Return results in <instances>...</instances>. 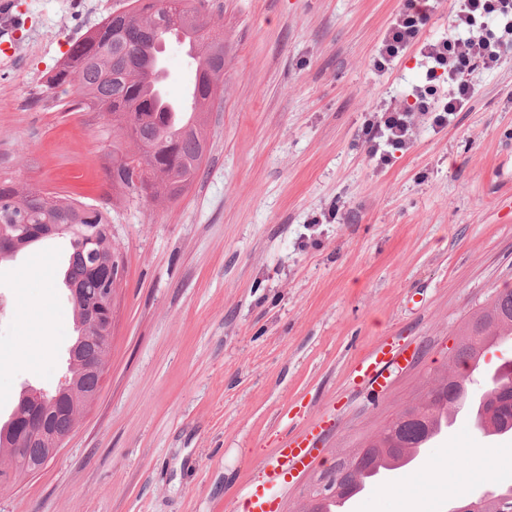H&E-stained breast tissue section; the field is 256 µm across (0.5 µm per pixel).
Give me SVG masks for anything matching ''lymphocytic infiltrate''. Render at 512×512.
<instances>
[{
  "label": "lymphocytic infiltrate",
  "instance_id": "lymphocytic-infiltrate-1",
  "mask_svg": "<svg viewBox=\"0 0 512 512\" xmlns=\"http://www.w3.org/2000/svg\"><path fill=\"white\" fill-rule=\"evenodd\" d=\"M438 5V0H405L403 8L391 21L374 63L376 70L417 48L426 64L425 82L413 91L410 106L381 105L372 120L360 130L371 159L387 164L391 151L406 149L414 135V117L435 112L436 124H444L448 115L462 111L472 99L475 88L465 79L476 66L495 68L511 44L512 0H453L450 15L454 35L420 42L419 36ZM503 19L506 39H492L482 32L484 18Z\"/></svg>",
  "mask_w": 512,
  "mask_h": 512
}]
</instances>
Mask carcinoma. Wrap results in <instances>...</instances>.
Here are the masks:
<instances>
[{
	"label": "carcinoma",
	"mask_w": 512,
	"mask_h": 512,
	"mask_svg": "<svg viewBox=\"0 0 512 512\" xmlns=\"http://www.w3.org/2000/svg\"><path fill=\"white\" fill-rule=\"evenodd\" d=\"M202 0H131L129 8L107 15L86 35L73 42L64 62L48 79L49 88L73 86L77 107L85 112H102L112 131L128 140L125 147L112 150L109 178L112 188L128 199L172 201L178 199L196 177L207 148L205 108L224 83V38L211 41L202 30ZM187 33L186 42L196 50L201 72V104L193 122L169 125L166 113L156 110L149 85L162 90L164 77L151 62L157 48L152 37L173 26ZM28 224L63 225L69 236L71 254L65 271L72 296L77 332H82L90 307L97 304L100 288L121 265L112 245L109 213L95 205L52 196L42 189L17 186L0 179V225L18 218ZM14 252L0 255V263L12 260L22 250L40 241L35 236L13 233ZM493 336H512V289L499 291L491 302L474 312L451 352L452 364L469 366L483 362V351ZM99 348L84 344L70 361L69 376L78 390L94 393L100 389L102 372L93 369ZM512 381V370L499 373L482 389L472 392L465 379L453 375V368L434 378L427 399L398 412L383 429L369 439L370 468L400 464L404 455L417 448L452 408L461 394L473 398V410L484 415L493 410L497 420L509 421L512 430V394L505 395L500 383ZM12 471L14 480L26 476L16 465V439L11 423L0 425V473Z\"/></svg>",
	"instance_id": "obj_1"
}]
</instances>
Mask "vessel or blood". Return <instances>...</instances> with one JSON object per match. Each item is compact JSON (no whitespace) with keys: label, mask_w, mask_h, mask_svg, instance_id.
I'll use <instances>...</instances> for the list:
<instances>
[{"label":"vessel or blood","mask_w":512,"mask_h":512,"mask_svg":"<svg viewBox=\"0 0 512 512\" xmlns=\"http://www.w3.org/2000/svg\"><path fill=\"white\" fill-rule=\"evenodd\" d=\"M404 353V348L395 344L377 350L359 364L357 373L363 381L382 385L385 371L399 364ZM324 431L321 421L311 422L275 449L259 483L246 489L250 512H273V502L288 488L287 476L302 473L311 465L314 451L323 444Z\"/></svg>","instance_id":"1"}]
</instances>
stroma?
<instances>
[{"mask_svg":"<svg viewBox=\"0 0 512 512\" xmlns=\"http://www.w3.org/2000/svg\"><path fill=\"white\" fill-rule=\"evenodd\" d=\"M0 58V178L110 209L125 262L99 398L66 446L0 494V512H244L243 489L314 418L323 450L278 512H302L339 453L376 435L448 365L469 315L512 288V52L477 92L376 167L358 131L425 81L417 50L373 63L401 0H204L224 32V93L176 201L113 206L112 132L47 86L72 41L129 0H13ZM69 241L0 264V423L68 373ZM407 345L385 393L354 366ZM512 487V434L465 414L347 512H449Z\"/></svg>","mask_w":512,"mask_h":512,"instance_id":"35a3bbf8","label":"stroma"}]
</instances>
